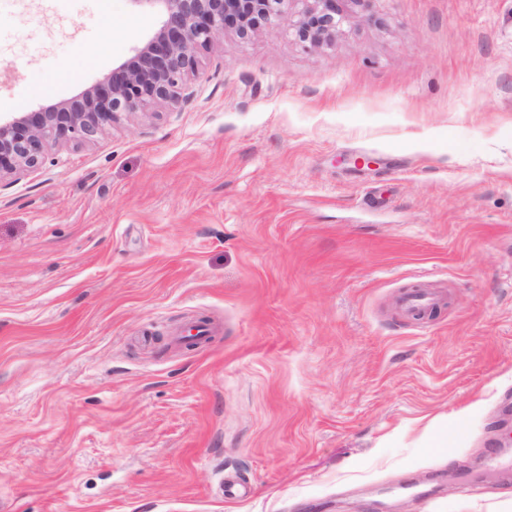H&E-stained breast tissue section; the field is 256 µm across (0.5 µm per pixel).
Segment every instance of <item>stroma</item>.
Segmentation results:
<instances>
[{
    "label": "stroma",
    "instance_id": "obj_1",
    "mask_svg": "<svg viewBox=\"0 0 512 512\" xmlns=\"http://www.w3.org/2000/svg\"><path fill=\"white\" fill-rule=\"evenodd\" d=\"M300 8L0 186V512H512V0H358L316 51ZM159 25L0 0V113Z\"/></svg>",
    "mask_w": 512,
    "mask_h": 512
}]
</instances>
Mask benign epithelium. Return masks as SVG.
Here are the masks:
<instances>
[{"label": "benign epithelium", "instance_id": "1", "mask_svg": "<svg viewBox=\"0 0 512 512\" xmlns=\"http://www.w3.org/2000/svg\"><path fill=\"white\" fill-rule=\"evenodd\" d=\"M304 0L295 35L309 49L336 36L348 2ZM159 14L161 24L146 44L112 67L98 83L39 112L0 116V182L33 172L60 142H89L127 112H152L175 104L198 73L199 54L226 31L246 38L288 14L290 0H133Z\"/></svg>", "mask_w": 512, "mask_h": 512}]
</instances>
